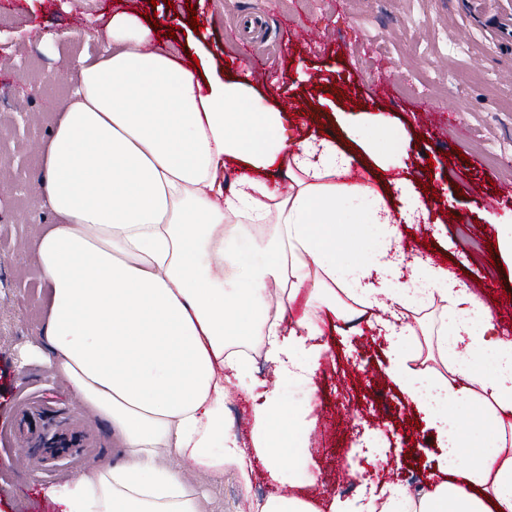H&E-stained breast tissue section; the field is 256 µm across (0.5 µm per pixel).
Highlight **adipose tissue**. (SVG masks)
Returning <instances> with one entry per match:
<instances>
[{"mask_svg":"<svg viewBox=\"0 0 512 512\" xmlns=\"http://www.w3.org/2000/svg\"><path fill=\"white\" fill-rule=\"evenodd\" d=\"M94 37L103 54L58 74L73 90L41 150L56 222L36 244L50 297L40 333L48 365L121 459L52 487L62 512H205L186 468L234 466L247 492L258 464L278 490L251 512H512V341L454 274L404 251L400 224L429 218L411 181L394 180V202L351 181L355 154L331 137L295 140L283 112L253 107L246 83L179 65L139 13L112 12ZM272 168L287 192L268 181ZM244 223L275 225L272 242L242 249ZM301 294L303 316L286 322ZM329 314L388 336L386 375L436 430L444 481L415 492L366 482L318 502L291 494L318 483L315 462L289 464L286 451L309 426ZM247 344L277 387L257 379ZM287 386L304 392L299 404ZM240 391L252 402L248 449L225 426Z\"/></svg>","mask_w":512,"mask_h":512,"instance_id":"adipose-tissue-1","label":"adipose tissue"}]
</instances>
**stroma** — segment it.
I'll use <instances>...</instances> for the list:
<instances>
[{
  "mask_svg": "<svg viewBox=\"0 0 512 512\" xmlns=\"http://www.w3.org/2000/svg\"><path fill=\"white\" fill-rule=\"evenodd\" d=\"M118 3L173 29L163 46L177 62L190 64L205 50L209 73L249 81L261 104L288 113L296 135L316 133L317 115L356 150L385 119L401 148L388 159V178L410 176L436 192L428 222L404 233L406 251L428 250L461 280L485 282L480 298L500 336L512 331V260L492 264L487 248L512 225V34L489 22L512 16V0H0V512H60L48 488L89 463L119 458L114 439L39 356L46 290L34 249L55 222L37 184L39 147L70 91L45 77L99 52L86 33ZM247 16L258 21L248 35ZM31 27L46 45L28 42ZM252 50L269 56L259 78L243 69ZM20 71L27 81L17 80ZM382 80L390 96L374 95ZM418 100L457 110L459 126L423 132L409 110ZM458 213L464 222H455ZM324 341L302 446L326 494L355 492L353 482L337 480L336 468L350 463L356 430L381 442L376 478L441 480L433 431L421 420L412 437L400 425L401 414L416 409L384 379L386 336L369 327L353 334L331 318ZM419 440L423 467L401 462ZM193 479L206 512H251V498L275 489L260 468L248 495L229 467Z\"/></svg>",
  "mask_w": 512,
  "mask_h": 512,
  "instance_id": "35a3bbf8",
  "label": "stroma"
}]
</instances>
